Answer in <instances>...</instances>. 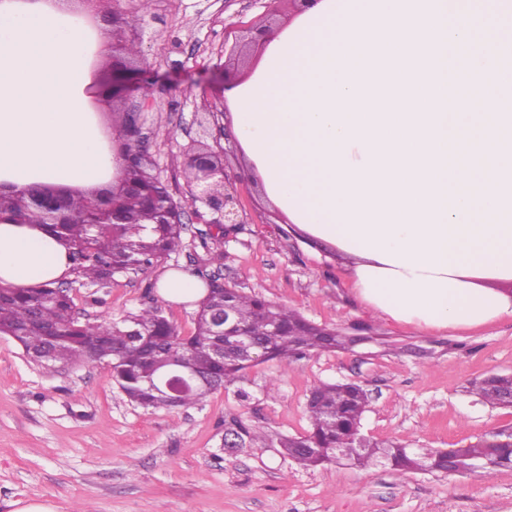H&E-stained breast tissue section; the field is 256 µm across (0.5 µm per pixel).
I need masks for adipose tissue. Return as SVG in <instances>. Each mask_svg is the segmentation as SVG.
<instances>
[{"mask_svg": "<svg viewBox=\"0 0 512 512\" xmlns=\"http://www.w3.org/2000/svg\"><path fill=\"white\" fill-rule=\"evenodd\" d=\"M88 36L70 8L0 0V183L88 188L119 157L87 112ZM233 127L268 202L335 247L375 314L425 331L512 318V150L433 108L432 0H314L227 88ZM69 248L0 221V285L71 278Z\"/></svg>", "mask_w": 512, "mask_h": 512, "instance_id": "ef3b65f1", "label": "adipose tissue"}]
</instances>
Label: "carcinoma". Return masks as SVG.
Wrapping results in <instances>:
<instances>
[{"mask_svg":"<svg viewBox=\"0 0 512 512\" xmlns=\"http://www.w3.org/2000/svg\"><path fill=\"white\" fill-rule=\"evenodd\" d=\"M31 190L5 189L0 205L29 224H40L65 239L75 282L107 287L115 276L151 266L182 244L183 225L157 224L140 198L120 201L126 223L112 224V198H78L52 219L30 203ZM72 288L40 285L0 287V334L12 337L33 362L102 363L111 368L112 382L136 405L165 407L150 380L173 362H181L208 379L188 390L180 405L203 401L210 393L240 382L243 372L262 360L290 366L324 351L360 340L343 336L304 319L282 305L270 304L236 288H226L197 306L195 330L182 336L158 306H147L120 321L82 319L75 310ZM247 332L244 343L258 348H224V316ZM512 374H492L472 383L473 392L492 407L509 408ZM369 398L356 384L323 382L307 400L310 428L305 439L282 438L280 447L304 468L346 462L358 468L384 466L404 475L410 472L465 473L480 467L490 473L512 467V448L494 442L512 436V425L498 428L460 448L420 452L400 442L372 441L361 433ZM243 441L253 445L265 438L246 421H235Z\"/></svg>","mask_w":512,"mask_h":512,"instance_id":"obj_1","label":"carcinoma"}]
</instances>
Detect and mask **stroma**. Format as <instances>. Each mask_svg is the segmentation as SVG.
I'll use <instances>...</instances> for the list:
<instances>
[{
  "instance_id": "35a3bbf8",
  "label": "stroma",
  "mask_w": 512,
  "mask_h": 512,
  "mask_svg": "<svg viewBox=\"0 0 512 512\" xmlns=\"http://www.w3.org/2000/svg\"><path fill=\"white\" fill-rule=\"evenodd\" d=\"M97 9L118 12L123 33L138 35L142 73L129 91L150 84L148 156L174 199L188 194L186 150L208 127L235 178L243 224L223 238L189 224L181 247L161 261L105 288H74L77 311L118 321L156 305L187 336L193 309L161 297L158 279L168 269L217 272L224 284L355 342L289 368L255 364L242 381L246 401L230 388L194 406L145 409L113 384L106 364L47 369L0 335V512H512V468L397 475L341 464L304 469L275 444L225 450L224 426L236 417L275 436L306 434L310 390L338 381L366 390L367 436L424 450L467 445L512 424V409L482 403L470 387L512 373V318L429 332L381 318L356 298L335 249L313 245L265 203L233 133L232 106L211 84L218 67L241 79L257 67V30L285 27L287 0L273 16L261 0H102Z\"/></svg>"
}]
</instances>
